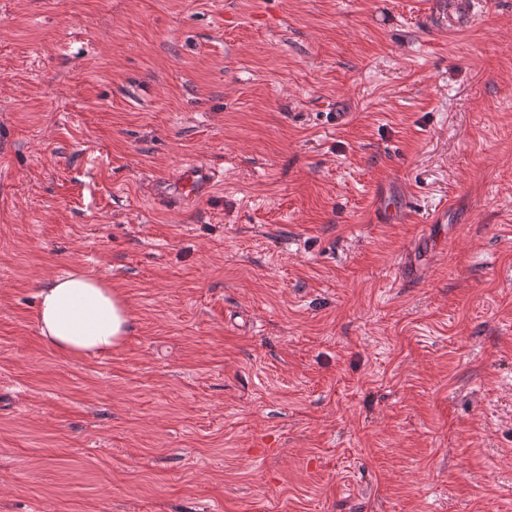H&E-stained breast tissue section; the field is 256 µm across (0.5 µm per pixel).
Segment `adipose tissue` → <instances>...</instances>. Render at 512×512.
I'll return each instance as SVG.
<instances>
[{
    "mask_svg": "<svg viewBox=\"0 0 512 512\" xmlns=\"http://www.w3.org/2000/svg\"><path fill=\"white\" fill-rule=\"evenodd\" d=\"M37 319L45 342L75 357L111 352L134 323L124 296L102 278L82 270L44 280Z\"/></svg>",
    "mask_w": 512,
    "mask_h": 512,
    "instance_id": "ef3b65f1",
    "label": "adipose tissue"
}]
</instances>
